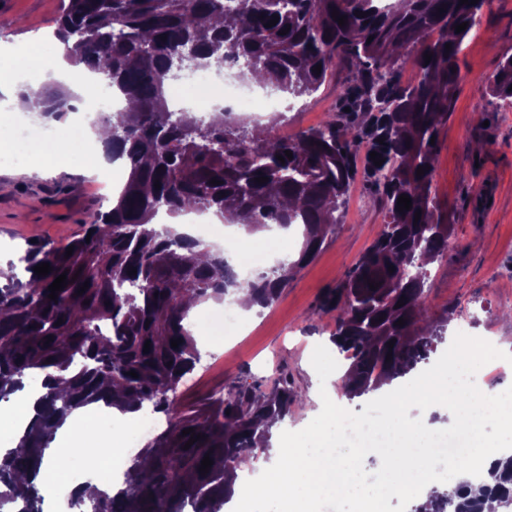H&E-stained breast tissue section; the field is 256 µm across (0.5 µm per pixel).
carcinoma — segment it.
I'll list each match as a JSON object with an SVG mask.
<instances>
[{
  "label": "carcinoma",
  "mask_w": 512,
  "mask_h": 512,
  "mask_svg": "<svg viewBox=\"0 0 512 512\" xmlns=\"http://www.w3.org/2000/svg\"><path fill=\"white\" fill-rule=\"evenodd\" d=\"M488 3L67 0L56 30L65 59L96 73L137 107L101 118L112 132V159L122 160L127 171L115 203L70 241L71 256L66 245L29 243L18 257L24 275L12 273L0 283V402L27 381L40 392L20 450L0 454V512H40L36 477L45 450L71 409L99 402L122 413L150 406L166 416V427L131 459L132 469L150 461L142 480L111 497L86 500L72 492L70 504H89L93 512H221L242 458L268 455L272 429L301 395L282 378L265 389L238 383L182 404L179 385L201 361L186 299L221 302L246 286L253 304L273 305L295 269L341 222L361 149L363 179L384 203L385 224L320 306L336 313L331 340L349 361L343 389L375 390L429 358L443 328L419 327L427 266L447 253L452 231L436 201L438 147L430 140L448 120L460 77L452 68ZM334 11L345 17L344 25L332 18ZM274 18L276 25L267 26ZM464 22L466 30L456 32ZM284 29L288 33L280 34ZM189 46L200 69L241 62L245 78L259 73L266 87L294 97L314 94L340 67L346 78L338 107L319 126L288 140L276 135L287 121L281 112L272 113L260 137L250 122L228 112L204 118L173 110L166 98L171 63ZM408 67L417 77L405 83L401 73ZM490 92L512 105V55L502 58ZM69 109L71 95L62 85L41 88L31 106L46 119ZM287 150L292 159L278 160ZM372 151L381 165L371 160ZM259 177L268 181L259 183ZM402 194L412 202L403 212L397 206ZM190 212H211L249 234L273 224L301 225L298 260L279 261L240 281L225 250L152 224L161 213L177 218ZM41 263L52 267L46 276L35 274ZM133 268L137 273L128 274ZM63 273L66 287L51 300L48 287ZM86 281L88 289L77 294ZM375 283L379 287L370 289ZM131 370L138 377L128 375ZM189 428L200 439L186 450L194 433L182 431ZM206 455L213 465L205 473L199 467ZM487 474L493 484L483 497H469L463 484L428 496L414 512H445L448 505L454 512H512V457Z\"/></svg>",
  "instance_id": "1"
}]
</instances>
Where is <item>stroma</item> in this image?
Masks as SVG:
<instances>
[{"mask_svg": "<svg viewBox=\"0 0 512 512\" xmlns=\"http://www.w3.org/2000/svg\"><path fill=\"white\" fill-rule=\"evenodd\" d=\"M62 0H9L0 11V43L19 46L52 33ZM512 55V0H491L478 30L459 55L461 80L448 122L439 138L434 187L454 227L448 252L429 266L426 318L446 322L444 338L420 372L447 368L458 383L469 371L451 363L448 351L461 326L471 335L492 337L512 351V107L491 97L489 86L503 57ZM342 73L310 96L294 99L288 110L289 134L317 126L338 103ZM97 172L68 159L34 160L0 145V261L15 258L25 241L61 244L95 212L107 210L116 185L98 189ZM384 212L363 181L351 188L346 213L316 256L299 268L271 307L262 309L237 335L203 351L181 387L193 401L240 381L271 383L287 374L302 395L292 417L273 430L272 458L284 454L293 434L310 432L326 402L351 420L364 419L381 402L383 390L345 396L340 378H325L315 366L322 347H330L333 314H324V296L378 237Z\"/></svg>", "mask_w": 512, "mask_h": 512, "instance_id": "35a3bbf8", "label": "stroma"}]
</instances>
